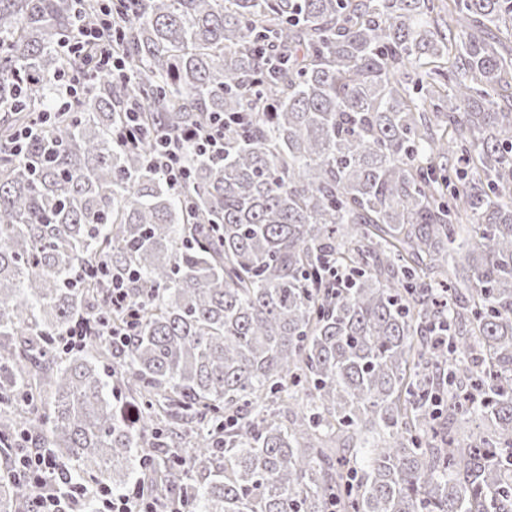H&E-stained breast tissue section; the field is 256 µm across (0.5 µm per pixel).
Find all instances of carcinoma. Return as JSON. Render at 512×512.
Instances as JSON below:
<instances>
[{
  "label": "carcinoma",
  "mask_w": 512,
  "mask_h": 512,
  "mask_svg": "<svg viewBox=\"0 0 512 512\" xmlns=\"http://www.w3.org/2000/svg\"><path fill=\"white\" fill-rule=\"evenodd\" d=\"M136 2L46 122L98 0H0V446L189 512H512V0ZM132 100L224 154L170 187ZM114 280L133 335L63 351ZM97 23L88 29L80 31L81 42L92 46L95 50L90 58L89 65L85 66L74 77V81L65 88V93L87 92L94 81L101 75L112 74L114 70H121L119 59L114 58L111 43L103 39L106 31L112 30V0H103ZM142 111L143 105L138 102L131 103L127 108L126 118L128 122L125 125L124 134H122V140L125 141V144H134L139 139Z\"/></svg>",
  "instance_id": "1"
}]
</instances>
